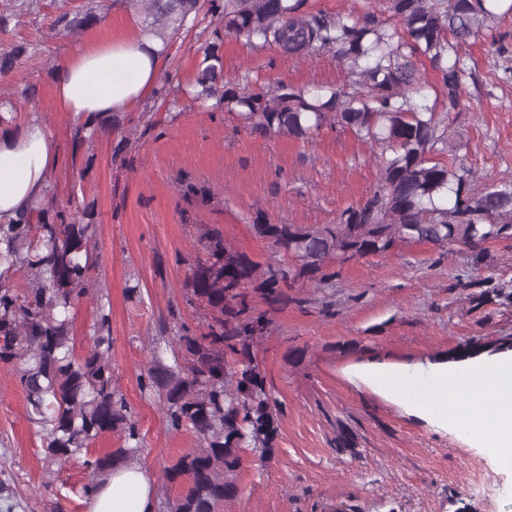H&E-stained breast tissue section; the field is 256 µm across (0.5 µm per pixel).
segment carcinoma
<instances>
[{
  "mask_svg": "<svg viewBox=\"0 0 512 512\" xmlns=\"http://www.w3.org/2000/svg\"><path fill=\"white\" fill-rule=\"evenodd\" d=\"M305 0H128L145 32L167 45L182 30L205 20L244 39L253 50L278 45L294 56L332 51L344 66L346 92L278 83L267 89L223 83V43L202 44L194 77L164 91L176 105L185 98L208 111H224L262 137L286 136L305 143L325 128L350 131L369 146L378 171L366 199L347 206L334 224H272L257 216L254 234L267 241L272 258L262 264L224 240L216 227L200 236L201 254L190 265L187 302L203 308L197 330L176 327L170 359L154 356L140 377L147 395L164 402L168 426L191 428L199 445L168 468L171 481L189 478L168 503V512H216L234 501L243 455L259 460L276 452L279 407L256 361L258 340L270 326L268 311L301 305L299 288H319L353 259L382 255L399 242L430 243L467 251L477 267L487 263L490 244L512 238V181L477 186L459 155L449 117L461 111L462 80L470 69L469 40L498 12L497 0H386L387 18L366 13L360 20L303 9ZM112 0H86L55 18L56 35L97 26ZM33 12L38 0H11L0 9V33L16 17ZM35 44L0 48V76L24 58L39 55ZM436 72L442 111L417 88L415 61ZM98 222L93 204L73 193L60 203L50 193L22 224L0 226V266L25 275L22 286L0 280V361L19 365L18 378L29 419L46 443V457L83 459L103 473L141 446L137 423L112 384L111 306L97 303L93 343L75 352L70 311L93 288ZM474 308L512 300L507 285L485 280ZM263 303L267 309L258 308ZM512 350V337L470 340L448 353L461 359L482 351ZM116 432L124 446L95 459L83 458L90 443Z\"/></svg>",
  "mask_w": 512,
  "mask_h": 512,
  "instance_id": "carcinoma-1",
  "label": "carcinoma"
}]
</instances>
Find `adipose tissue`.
Here are the masks:
<instances>
[{
    "label": "adipose tissue",
    "mask_w": 512,
    "mask_h": 512,
    "mask_svg": "<svg viewBox=\"0 0 512 512\" xmlns=\"http://www.w3.org/2000/svg\"><path fill=\"white\" fill-rule=\"evenodd\" d=\"M163 60L160 40L142 32L79 48L58 66L56 107L80 124L137 111L154 92ZM59 161L58 141L39 113L0 127V224L17 223L44 196ZM350 380L400 401L435 432L464 436L499 468L512 470V351L403 366L375 357L353 368ZM155 506L152 475L128 463L103 474L87 512H155Z\"/></svg>",
    "instance_id": "ef3b65f1"
}]
</instances>
